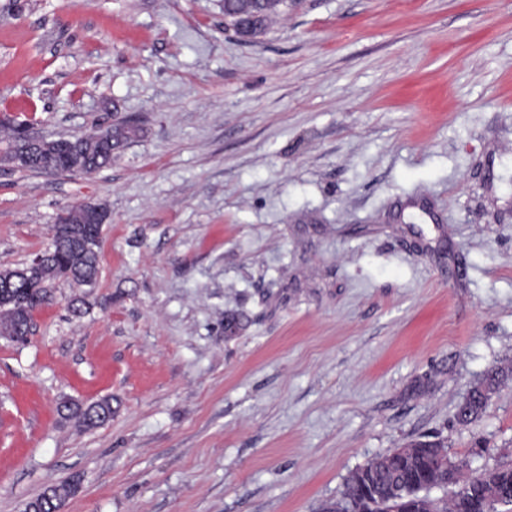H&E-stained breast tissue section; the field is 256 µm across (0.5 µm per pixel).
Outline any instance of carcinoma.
<instances>
[{
	"mask_svg": "<svg viewBox=\"0 0 512 512\" xmlns=\"http://www.w3.org/2000/svg\"><path fill=\"white\" fill-rule=\"evenodd\" d=\"M224 26L236 29L240 12L251 8L268 18L288 10V0H221ZM7 130L6 160L33 172L54 169L71 172L69 160L61 158L62 139H43L32 147L26 132L11 121L0 120ZM139 128L127 121L100 127L90 133L67 137L68 150L78 158L81 171L92 173L112 164V155L136 137ZM102 223H91L90 213L72 207L58 215L52 227V242L37 265L0 272V281L14 282L11 292H0V336L18 342L29 331L31 312L52 301L48 283L64 279L78 287H93L100 267V246L86 248V242L100 239ZM490 383L512 381V368L493 366L485 372ZM486 407L477 397L458 416L463 424L478 420ZM57 412L77 420L86 428H96L112 416V400L104 399L82 407L58 405ZM439 440L422 439L400 450H390L357 469L347 480L341 497L326 512H481L478 498L492 497L512 506V466L500 465L481 471L467 468V462H453L435 449ZM434 487L453 488L449 497L432 498Z\"/></svg>",
	"mask_w": 512,
	"mask_h": 512,
	"instance_id": "carcinoma-1",
	"label": "carcinoma"
}]
</instances>
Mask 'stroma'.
<instances>
[{
    "instance_id": "obj_1",
    "label": "stroma",
    "mask_w": 512,
    "mask_h": 512,
    "mask_svg": "<svg viewBox=\"0 0 512 512\" xmlns=\"http://www.w3.org/2000/svg\"><path fill=\"white\" fill-rule=\"evenodd\" d=\"M8 2L0 117L140 132L90 174L0 162V270L109 213L95 287L0 336V512L74 477L61 512H322L432 432L512 464V382L456 418L512 365V0H295L246 42L219 0ZM57 412L66 418L76 419L86 428H96L106 422V417H112V401L104 399L86 407L66 402L58 405Z\"/></svg>"
}]
</instances>
